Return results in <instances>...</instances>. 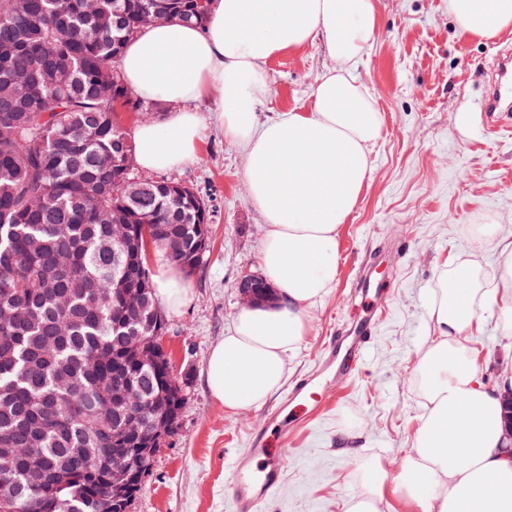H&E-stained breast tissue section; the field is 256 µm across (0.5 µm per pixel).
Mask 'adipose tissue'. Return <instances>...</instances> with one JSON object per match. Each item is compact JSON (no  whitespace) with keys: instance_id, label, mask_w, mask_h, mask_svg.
<instances>
[{"instance_id":"ef3b65f1","label":"adipose tissue","mask_w":512,"mask_h":512,"mask_svg":"<svg viewBox=\"0 0 512 512\" xmlns=\"http://www.w3.org/2000/svg\"><path fill=\"white\" fill-rule=\"evenodd\" d=\"M460 32L491 38L512 27V0H448ZM377 23L376 0H214L205 28L178 21L146 26L124 51L121 69L141 99L172 105L163 124L135 129L147 171L193 162L203 124L192 102L220 91L221 125L246 156L251 199L266 226L260 252L277 304L246 307L233 333L211 350L206 384L225 410L263 405L280 387L289 351L306 331V311L336 284L338 231L369 172L381 115L352 73ZM320 44L333 60L307 107L260 117L265 64ZM512 334V243L493 274L462 261L442 270L429 314L438 334L417 366L428 402L404 462L401 485L427 512H512V441L497 391L478 378L459 339L489 299Z\"/></svg>"}]
</instances>
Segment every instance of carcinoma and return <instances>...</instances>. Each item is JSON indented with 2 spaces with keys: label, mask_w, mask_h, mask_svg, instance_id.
<instances>
[{
  "label": "carcinoma",
  "mask_w": 512,
  "mask_h": 512,
  "mask_svg": "<svg viewBox=\"0 0 512 512\" xmlns=\"http://www.w3.org/2000/svg\"><path fill=\"white\" fill-rule=\"evenodd\" d=\"M147 14L201 26L208 11L198 0H0V79L57 72L29 86L27 106L0 95V510L26 489L33 455L66 475L52 498L67 512H103L90 467L112 464L124 424L112 374L148 402L188 388L165 376L151 336L167 320L142 242L191 274L211 212L182 181L150 182L131 200L119 165L135 156L122 114L152 111L119 68ZM118 224L130 225L119 245ZM150 344L153 357L134 364L127 349Z\"/></svg>",
  "instance_id": "carcinoma-1"
}]
</instances>
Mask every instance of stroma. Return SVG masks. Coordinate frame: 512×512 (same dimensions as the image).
Masks as SVG:
<instances>
[{
  "mask_svg": "<svg viewBox=\"0 0 512 512\" xmlns=\"http://www.w3.org/2000/svg\"><path fill=\"white\" fill-rule=\"evenodd\" d=\"M503 44L500 36L458 32L448 0H378L373 44L353 71L384 122L369 178L339 230L336 286L308 309L282 387L262 406L233 413L211 397L204 369L243 307L240 278L260 272L264 226L247 189L244 152L225 138L215 98L195 103L205 133L197 159L152 174L191 185L212 213L210 249L184 276L189 301L167 312L163 337L175 376H189L190 384L178 430L157 449L131 512H230L225 486L233 461L247 453L255 430L284 417L295 418L296 428L284 442L283 480L260 512H345L364 491L370 463L384 474L375 488L379 512H422L400 485V465L425 412L415 369L437 339L428 311L438 270L473 260L492 273L499 241H512V131L484 137L486 116L476 109ZM331 65L317 45L268 61L260 112L307 104ZM486 224L495 225L494 240L474 245L473 232ZM371 257L367 301L354 284ZM375 307L382 315L361 373L348 384L324 380L306 407H287L289 387L317 372L327 338ZM502 324L500 307L487 304L466 338L481 381L503 393L512 380V339Z\"/></svg>",
  "mask_w": 512,
  "mask_h": 512,
  "instance_id": "1",
  "label": "stroma"
}]
</instances>
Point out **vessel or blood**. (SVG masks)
Here are the masks:
<instances>
[{
	"label": "vessel or blood",
	"mask_w": 512,
	"mask_h": 512,
	"mask_svg": "<svg viewBox=\"0 0 512 512\" xmlns=\"http://www.w3.org/2000/svg\"><path fill=\"white\" fill-rule=\"evenodd\" d=\"M478 109L490 116L512 112V51L503 50L496 57ZM375 330V323L366 320L335 336L325 348L326 367L334 370L338 379L353 378L373 344ZM281 478L275 440L268 431L259 430L251 438L249 455L237 461L234 476L227 486L232 512H258L274 495Z\"/></svg>",
	"instance_id": "b4317fda"
}]
</instances>
